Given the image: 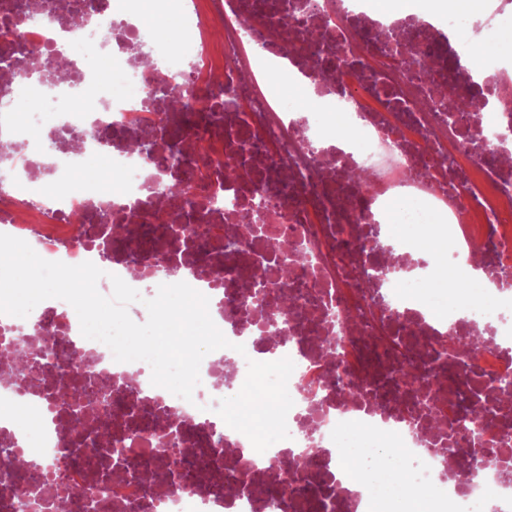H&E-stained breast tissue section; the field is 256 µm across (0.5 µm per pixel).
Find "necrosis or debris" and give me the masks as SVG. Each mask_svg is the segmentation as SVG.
Returning a JSON list of instances; mask_svg holds the SVG:
<instances>
[{
  "instance_id": "1",
  "label": "necrosis or debris",
  "mask_w": 512,
  "mask_h": 512,
  "mask_svg": "<svg viewBox=\"0 0 512 512\" xmlns=\"http://www.w3.org/2000/svg\"><path fill=\"white\" fill-rule=\"evenodd\" d=\"M152 0L144 23L137 0H0V232L26 241L48 261L93 262L153 298L187 271L209 299L227 339L244 345L233 368L224 351L204 357L192 401L153 386L148 363H120L105 344L82 336L74 308L56 299L25 318L0 314V512H373L369 490L346 477V435L394 449L407 483L436 492L434 512H512V399L499 379L512 372V291L497 287L512 265V162L473 167L463 141L501 143L512 125V58L489 50L468 85H452L446 61L421 72L410 49L456 50L479 29L480 14L442 18L402 14L383 20L375 0L330 10L331 0ZM291 34L289 55L281 40ZM150 41L193 95L174 105L145 81L134 49ZM349 65L328 76L317 56ZM317 99L286 111L269 82L275 59ZM66 65L53 87L32 78L34 60ZM86 96L96 113L73 112ZM182 129L189 159L205 155L209 179L185 182L182 169L155 165L132 140L159 127ZM245 165L224 178L230 148ZM106 165L116 188L79 179L88 162ZM354 172L367 184L342 186ZM182 189L184 210H163L160 188ZM412 198L429 216L416 235L388 222L389 202ZM253 218L254 232L223 248L224 227ZM123 227L122 235L111 231ZM380 225L388 254L359 247ZM197 227L209 229L201 238ZM445 231L439 266L411 268L420 239ZM274 238L298 245L289 279L278 275ZM477 243L490 282L470 281L466 255ZM294 304L271 326L282 299ZM484 332L479 354L439 346ZM422 338L407 344L409 335ZM285 350L294 363L288 392L289 439L256 452L216 409L242 387L249 361ZM70 354L83 358L93 403L67 407ZM414 368L415 383L404 371ZM456 377L447 401L440 381ZM362 386L346 398L344 384ZM75 489L66 501L51 486Z\"/></svg>"
}]
</instances>
